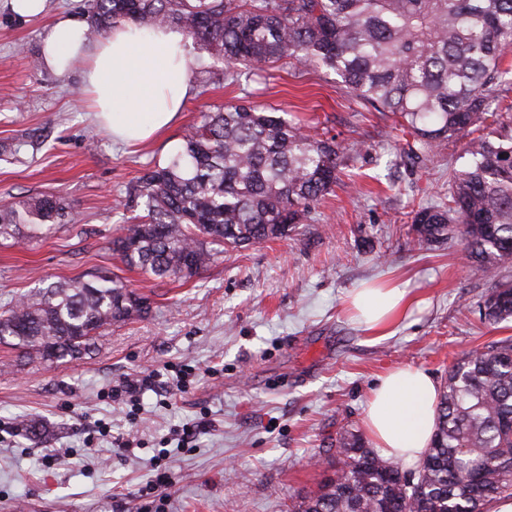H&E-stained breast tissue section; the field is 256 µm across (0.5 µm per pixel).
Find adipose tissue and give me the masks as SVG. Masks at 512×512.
I'll return each mask as SVG.
<instances>
[{"label": "adipose tissue", "instance_id": "obj_1", "mask_svg": "<svg viewBox=\"0 0 512 512\" xmlns=\"http://www.w3.org/2000/svg\"><path fill=\"white\" fill-rule=\"evenodd\" d=\"M84 31L73 19L55 21L42 40L44 62L59 72L82 68L84 92L113 141L144 142L176 123L192 94L191 57L181 33L164 28L145 35L123 25L89 50ZM406 295L397 285L358 288L347 307L367 332L385 337ZM437 400L438 386L424 370L386 373L364 415L373 446L388 458L418 460L434 434Z\"/></svg>", "mask_w": 512, "mask_h": 512}]
</instances>
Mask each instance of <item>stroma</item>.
Instances as JSON below:
<instances>
[{
    "label": "stroma",
    "instance_id": "stroma-1",
    "mask_svg": "<svg viewBox=\"0 0 512 512\" xmlns=\"http://www.w3.org/2000/svg\"><path fill=\"white\" fill-rule=\"evenodd\" d=\"M80 0H45L24 18L0 0V203L55 194L79 215L30 242L0 241V305L63 279L116 273L150 295L147 315L111 327L93 353L53 364L0 344V512H286L336 463L344 430L363 431L380 378L416 368L444 382L464 353L512 337L478 305L499 280L474 271L457 243L420 244L410 216L443 199L464 141L430 161L399 157L402 133L361 117L335 73L287 62L231 87L193 80L178 122L159 140L114 143L93 117L80 72L32 68L40 38ZM287 109L312 131L362 145L332 196L285 238L226 250L187 283L125 268L110 249L128 187L180 145L202 113L240 98ZM365 280H391L413 302L379 338L346 312ZM159 370L183 390L112 399L121 379ZM208 420L180 445L184 425ZM137 435L139 448H113ZM165 456L172 483L155 488Z\"/></svg>",
    "mask_w": 512,
    "mask_h": 512
}]
</instances>
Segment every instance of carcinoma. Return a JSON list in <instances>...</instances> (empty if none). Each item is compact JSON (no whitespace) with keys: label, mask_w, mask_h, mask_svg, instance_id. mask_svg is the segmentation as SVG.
Returning <instances> with one entry per match:
<instances>
[{"label":"carcinoma","mask_w":512,"mask_h":512,"mask_svg":"<svg viewBox=\"0 0 512 512\" xmlns=\"http://www.w3.org/2000/svg\"><path fill=\"white\" fill-rule=\"evenodd\" d=\"M94 39L122 24L178 29L199 51L201 76L239 86L288 59L327 68L363 109L395 119L400 154L427 161L442 141L467 139L448 202L420 208L411 230L427 246L456 240L471 266H512V126L494 106L512 83V0H85ZM349 150L244 93L202 115L177 152L127 190L133 215L112 251L160 282H187L226 247L288 235L341 180ZM49 195L0 204V238L73 224ZM149 297L114 274L53 283L0 309V342L43 361L79 358L106 329L148 310ZM490 323L512 318V284L484 300ZM341 467L288 512H482L512 499V339L466 353L448 371L430 447L413 468L358 434L337 441Z\"/></svg>","instance_id":"carcinoma-1"}]
</instances>
